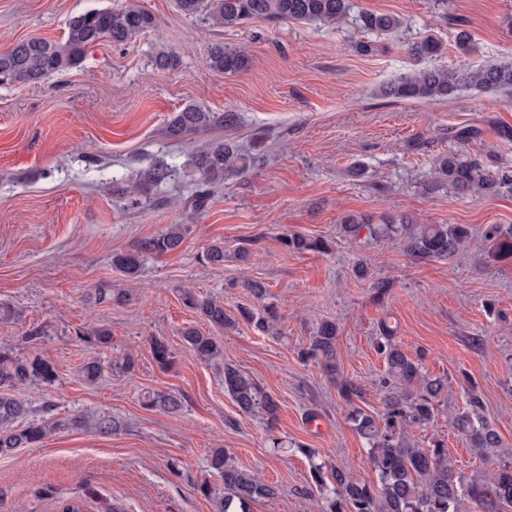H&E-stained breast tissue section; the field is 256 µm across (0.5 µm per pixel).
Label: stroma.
Wrapping results in <instances>:
<instances>
[{"label": "stroma", "mask_w": 512, "mask_h": 512, "mask_svg": "<svg viewBox=\"0 0 512 512\" xmlns=\"http://www.w3.org/2000/svg\"><path fill=\"white\" fill-rule=\"evenodd\" d=\"M357 7L399 16L404 25L358 53L363 35L343 24L256 19L214 28L181 14L174 0H0V49L30 37L61 39L70 17L137 6L156 18L154 31L115 46L101 42L66 72L28 84H0V351L51 362L57 378L15 392L37 422L60 428L33 448L0 457V512H55L83 500L88 512H214L196 486L213 481L210 451L225 449L242 468L277 485L274 499L252 512H318L312 465L322 463L370 480L367 444L348 418L343 381L372 415L386 407V366L377 350L380 323L396 328L408 353L424 351L421 368L448 381L433 423L409 429L410 443L443 441L465 478L491 464L471 451L453 426L477 395L512 455V259L495 257L488 224H512V187L499 195L458 194L434 186L435 158L457 148L452 131L471 133L467 151L494 170H512V94L461 92L448 100L386 99L379 87L414 66L407 49L427 36L444 45L438 62L458 60L455 37L466 26L473 66L512 61V0H354ZM243 50L249 65L216 73L211 43ZM179 57L174 70L153 66L154 48ZM237 112L229 136L254 157L248 173L215 187L208 209L188 201L199 174L195 143L214 131L172 139L168 121L186 106ZM157 164L175 175L129 197L114 184L136 182ZM385 211L424 224H465L466 247L448 259L416 260L368 233L340 232L343 215ZM182 224L181 248L147 254L136 281L112 268V257ZM326 239L327 253H292L284 235ZM224 244L223 266L202 259ZM251 245L247 260L235 257ZM365 259L369 275L354 265ZM266 288L278 333L247 324L225 330L224 363L250 375L279 403L274 424L239 411L224 388L223 365L198 360L182 334L206 324L186 308L183 287L223 301L229 315L252 295L240 281ZM391 282L377 296L376 280ZM111 284L123 301H99ZM336 322V370L300 360L321 320ZM105 327L111 348H92L83 331ZM166 340L174 363H155L152 337ZM132 353L131 376L107 374L96 385L78 378L85 358L109 363ZM178 396L180 410L150 409L148 392ZM106 415L108 434L75 426L80 415ZM280 447H273L272 438Z\"/></svg>", "instance_id": "1"}]
</instances>
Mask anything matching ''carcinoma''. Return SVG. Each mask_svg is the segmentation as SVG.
<instances>
[{
	"mask_svg": "<svg viewBox=\"0 0 512 512\" xmlns=\"http://www.w3.org/2000/svg\"><path fill=\"white\" fill-rule=\"evenodd\" d=\"M177 9L188 17H201L213 27L235 28L246 22L264 18L292 20L301 23L344 22L355 18L359 27L369 34L387 36L400 29L404 22L389 13L361 10L352 15V0H175ZM156 19L139 7L91 9L71 17L63 41L55 42L40 37L22 39L0 52V81L27 84L61 73L78 64L86 52L103 40L122 45L133 38L155 29ZM456 47L461 54L453 67L435 65L429 60L443 54V44L428 36L408 47L410 57L421 63L408 73L382 85L379 95L397 100L436 101L473 90L511 91L512 62L489 63L473 67L466 61L470 52V35L460 30ZM153 65L161 70L174 69L178 58L173 51L161 46L151 56ZM208 67L218 73H232L248 65L244 51L211 45L207 55ZM238 122L233 111L212 112L198 105H190L176 113L168 123L167 134L173 138L195 134L212 128L232 129ZM193 162L202 174L192 197L191 207L201 212L211 196V186L226 176L244 173L252 163L237 145L224 139L207 141L195 149ZM174 169L156 165L141 172V184L162 186L171 180ZM433 179L455 192L476 191L485 196L500 193L512 187V173L492 171L479 158L454 150L436 158ZM341 228L356 238L362 230L377 240L397 242L414 259L450 258L470 239L465 224H420L404 214L384 213L374 216L350 213L342 217ZM484 239L492 244L494 254L512 259V225L488 224ZM182 224H170L161 234L144 240L134 249L112 257L113 268L128 279L136 278L143 255L177 251L185 238ZM290 251L324 252L328 243L303 234H287L281 239ZM202 258L211 266L224 265V243L216 242L206 248ZM182 303L209 327L222 332L233 329L239 321L253 326L266 335L277 333V312L274 306L261 309L242 306L239 317L224 311V302L212 297H201L190 289L181 290ZM384 342L379 350L387 366V375L394 384L379 418L353 405L358 396L351 382L341 384V394L351 405L350 419L361 438L369 445V463L375 474L372 481L354 480L339 469L326 478L322 464L312 465V479L322 506L320 512H462L463 500L476 505L478 512H501V506L512 504V459L500 457L502 440L493 423L482 414L480 400L473 396L469 408L454 419V427L461 433L468 447L481 458L495 461V467L481 479L465 481L448 457L442 441H434L431 448H415L408 444L405 431L409 427L427 426L433 422L436 401L447 382L431 378L420 370L418 358L401 349L393 338L387 323L381 324ZM336 323L323 320L306 355L322 359L327 366L336 361ZM86 342L97 347H110L111 332L96 328L84 336ZM183 341L197 359L218 363L224 357V345L212 332L191 327L184 331ZM151 353L161 367L169 364L171 350L160 338L151 340ZM81 380L95 385L102 378L104 365L96 357L85 359L79 368ZM57 372L53 364L38 357L28 358L10 352H0V457L11 455L19 448L39 446L62 427L60 423L25 421L27 408L14 397L19 386L34 382L51 383ZM224 388L232 396L239 410L267 421H273L279 410L278 401L253 378L232 366L224 367ZM148 403L167 412L180 409L181 401L169 394L147 396ZM210 466L221 478L224 488L200 483L197 491L215 506V512H251V504L277 496L278 488L254 473L240 468L222 448L211 451Z\"/></svg>",
	"mask_w": 512,
	"mask_h": 512,
	"instance_id": "obj_1",
	"label": "carcinoma"
}]
</instances>
